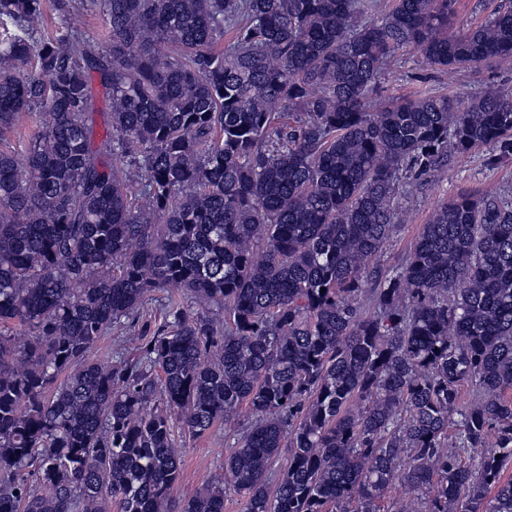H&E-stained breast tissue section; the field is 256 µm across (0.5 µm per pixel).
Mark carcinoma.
Returning a JSON list of instances; mask_svg holds the SVG:
<instances>
[{"mask_svg":"<svg viewBox=\"0 0 512 512\" xmlns=\"http://www.w3.org/2000/svg\"><path fill=\"white\" fill-rule=\"evenodd\" d=\"M83 4L98 50L0 0V512H512V190L437 205L366 287L403 178L512 159L511 90L378 103L386 62L512 59V0L476 25L457 0ZM244 405L224 477L173 499L177 437ZM36 117L34 115H30L23 124L18 127L15 131L10 134L11 141L17 151V158L20 166L22 167L24 164V147L25 144L36 130H37Z\"/></svg>","mask_w":512,"mask_h":512,"instance_id":"cac0c4a2","label":"carcinoma"}]
</instances>
